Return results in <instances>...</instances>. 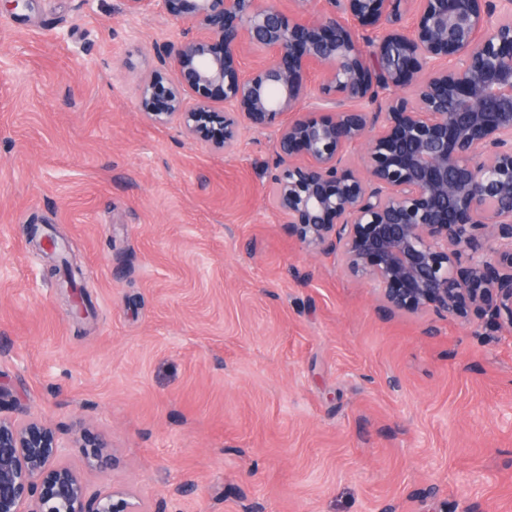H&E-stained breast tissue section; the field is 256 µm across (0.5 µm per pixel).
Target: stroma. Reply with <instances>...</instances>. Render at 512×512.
<instances>
[{
  "label": "stroma",
  "mask_w": 512,
  "mask_h": 512,
  "mask_svg": "<svg viewBox=\"0 0 512 512\" xmlns=\"http://www.w3.org/2000/svg\"><path fill=\"white\" fill-rule=\"evenodd\" d=\"M181 25L125 0H0V388L119 462L142 512H512V330L391 316L289 237L273 132L149 124ZM82 270L85 319L27 223Z\"/></svg>",
  "instance_id": "1"
}]
</instances>
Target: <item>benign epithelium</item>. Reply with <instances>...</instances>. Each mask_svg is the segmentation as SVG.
<instances>
[{"label":"benign epithelium","instance_id":"obj_1","mask_svg":"<svg viewBox=\"0 0 512 512\" xmlns=\"http://www.w3.org/2000/svg\"><path fill=\"white\" fill-rule=\"evenodd\" d=\"M126 2L189 23L137 86L148 121L226 154L243 127L273 130L276 202L305 250L340 253L389 314L512 329V0ZM72 448L109 464L88 429L0 415V512H139L88 493L61 464Z\"/></svg>","mask_w":512,"mask_h":512}]
</instances>
